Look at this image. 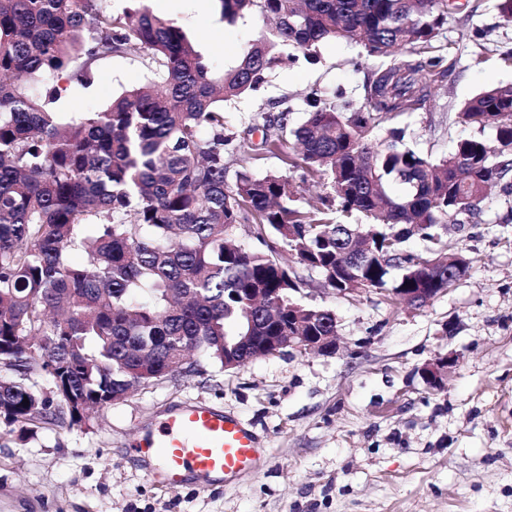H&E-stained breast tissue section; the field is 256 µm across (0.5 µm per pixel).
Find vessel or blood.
I'll return each instance as SVG.
<instances>
[{"label": "vessel or blood", "mask_w": 512, "mask_h": 512, "mask_svg": "<svg viewBox=\"0 0 512 512\" xmlns=\"http://www.w3.org/2000/svg\"><path fill=\"white\" fill-rule=\"evenodd\" d=\"M146 477L178 490L193 484L205 491L215 481L250 471L260 453L257 438L242 420L212 406L174 408L137 443Z\"/></svg>", "instance_id": "obj_1"}]
</instances>
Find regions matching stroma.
<instances>
[{
    "label": "stroma",
    "instance_id": "35a3bbf8",
    "mask_svg": "<svg viewBox=\"0 0 512 512\" xmlns=\"http://www.w3.org/2000/svg\"><path fill=\"white\" fill-rule=\"evenodd\" d=\"M148 4L218 72L235 65L265 27L256 15L224 23L218 0L203 12L197 0ZM511 50L512 20L500 15L497 0H469L433 43L446 78L394 126L434 157L479 135L457 114L468 98L512 82L503 60ZM318 55L313 63L282 64L256 92L225 103L228 126L243 129L260 107L278 101L300 124L314 87L364 110L365 82L383 60L335 41L321 44ZM152 78L144 51L131 49L101 63L90 87L69 88L55 109L65 117L98 112ZM480 135L495 139L491 129ZM228 166L257 176L283 168L265 155H234ZM286 171L294 206L319 205L326 182ZM443 241L468 268L419 310L379 291L338 296L319 274L297 267L304 280L297 299L336 315L335 353L290 350L237 370L197 355L194 371L138 388L84 425L59 419L24 441L19 424L0 419V512H512V195L493 187L477 222L448 225ZM445 356L453 363L438 390L422 369ZM184 402L249 423L261 448L256 467L205 493L152 486L133 446L165 409Z\"/></svg>",
    "mask_w": 512,
    "mask_h": 512
}]
</instances>
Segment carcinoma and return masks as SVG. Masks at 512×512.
<instances>
[{"instance_id":"cac0c4a2","label":"carcinoma","mask_w":512,"mask_h":512,"mask_svg":"<svg viewBox=\"0 0 512 512\" xmlns=\"http://www.w3.org/2000/svg\"><path fill=\"white\" fill-rule=\"evenodd\" d=\"M130 2L114 13L107 0H0V417L24 434L51 407L30 384L38 373L78 424L137 386L187 372L180 358L194 350L221 365L233 354L241 367L245 336L336 329L332 311L295 298L298 281L277 258L283 248L333 289L388 288L398 298L449 287L466 262L442 256L439 227L478 216L488 189L512 174V83L458 113L494 130L496 147L465 138L433 160L402 128L378 138L445 76L440 59L422 54L463 8L456 0H219L229 24L249 14L274 21L219 75L182 28L146 0ZM329 40L419 59L376 71L365 112L311 89L289 153L286 108L273 103L244 129L227 126L224 102ZM134 46L146 52L149 85L102 112L70 121L53 112L64 83L90 86L102 62ZM257 151L327 177L322 206L292 207L278 171L243 170L228 182L226 156ZM241 225L267 251L247 248ZM414 236L429 243V257L404 250Z\"/></svg>"}]
</instances>
